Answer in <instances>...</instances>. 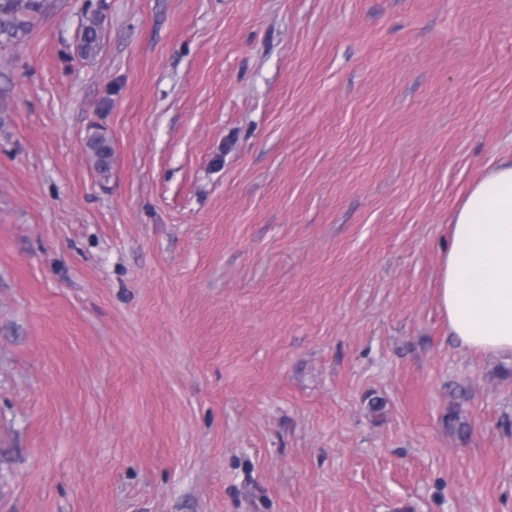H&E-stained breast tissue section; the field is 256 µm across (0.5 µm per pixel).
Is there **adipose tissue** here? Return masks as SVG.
<instances>
[{"mask_svg":"<svg viewBox=\"0 0 512 512\" xmlns=\"http://www.w3.org/2000/svg\"><path fill=\"white\" fill-rule=\"evenodd\" d=\"M439 294L463 345L512 356V154L491 164L455 210Z\"/></svg>","mask_w":512,"mask_h":512,"instance_id":"obj_1","label":"adipose tissue"}]
</instances>
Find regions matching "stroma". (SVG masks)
<instances>
[{
    "label": "stroma",
    "instance_id": "stroma-1",
    "mask_svg": "<svg viewBox=\"0 0 512 512\" xmlns=\"http://www.w3.org/2000/svg\"><path fill=\"white\" fill-rule=\"evenodd\" d=\"M511 153L512 0H43L0 47V512H512V360L439 299ZM102 18L92 15L86 18L82 26L80 48L85 56L95 55L100 45ZM86 150L94 161L95 168L106 174L112 167V144L102 135H93L87 139Z\"/></svg>",
    "mask_w": 512,
    "mask_h": 512
}]
</instances>
